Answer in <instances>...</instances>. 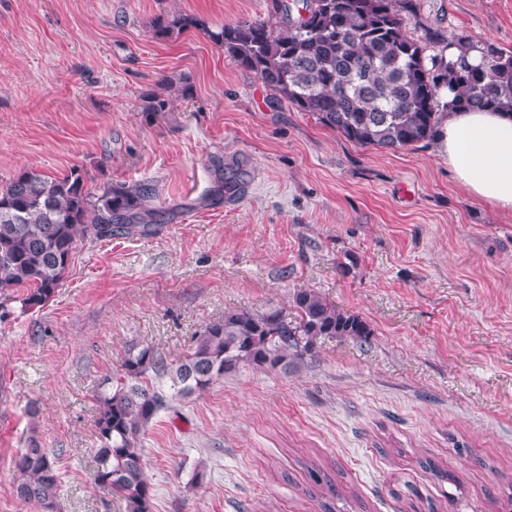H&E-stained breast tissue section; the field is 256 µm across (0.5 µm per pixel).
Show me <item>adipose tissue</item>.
<instances>
[{
  "mask_svg": "<svg viewBox=\"0 0 512 512\" xmlns=\"http://www.w3.org/2000/svg\"><path fill=\"white\" fill-rule=\"evenodd\" d=\"M435 147L473 200L512 212V114L449 113L438 125Z\"/></svg>",
  "mask_w": 512,
  "mask_h": 512,
  "instance_id": "adipose-tissue-1",
  "label": "adipose tissue"
}]
</instances>
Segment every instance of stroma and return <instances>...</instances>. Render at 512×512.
<instances>
[{
	"label": "stroma",
	"instance_id": "stroma-1",
	"mask_svg": "<svg viewBox=\"0 0 512 512\" xmlns=\"http://www.w3.org/2000/svg\"><path fill=\"white\" fill-rule=\"evenodd\" d=\"M420 5L512 47V0ZM182 15L199 27L160 33ZM267 17V0H0V185L77 167L94 190L151 182L164 213L79 242L44 308L0 317V512H38L14 493L25 448L55 454L62 512H125L92 481L104 378L137 344L179 363L228 310L294 315L300 289L372 336L171 396L141 435L153 512H321L313 461L338 512H495L512 482V213L468 197L433 142L361 147L274 100L209 37ZM218 159L244 182L221 200Z\"/></svg>",
	"mask_w": 512,
	"mask_h": 512
}]
</instances>
